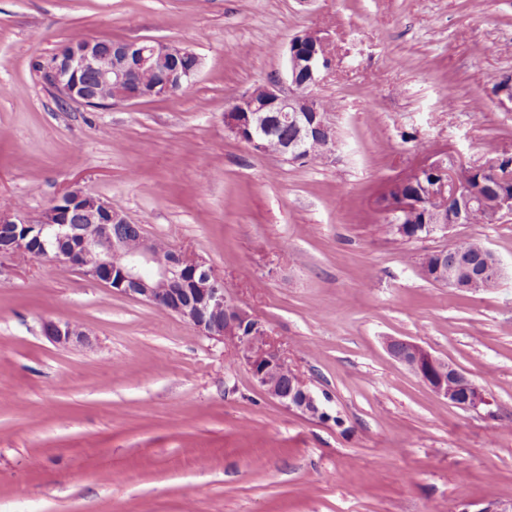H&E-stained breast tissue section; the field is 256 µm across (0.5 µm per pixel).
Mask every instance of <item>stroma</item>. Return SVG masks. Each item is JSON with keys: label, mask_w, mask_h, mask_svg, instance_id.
Returning <instances> with one entry per match:
<instances>
[{"label": "stroma", "mask_w": 512, "mask_h": 512, "mask_svg": "<svg viewBox=\"0 0 512 512\" xmlns=\"http://www.w3.org/2000/svg\"><path fill=\"white\" fill-rule=\"evenodd\" d=\"M330 35L333 156L253 152L233 101ZM200 59L177 94L63 102L40 67L73 35ZM512 0H0V211L67 189L203 256L264 319L330 421L270 398L234 348L68 265L0 255V512H512V216L409 242L383 190L448 154L512 156ZM480 239L504 274L458 293L421 254ZM86 344L49 341L44 320ZM418 341L480 384L453 406L387 352Z\"/></svg>", "instance_id": "35a3bbf8"}]
</instances>
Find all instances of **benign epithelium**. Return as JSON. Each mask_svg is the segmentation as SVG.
I'll list each match as a JSON object with an SVG mask.
<instances>
[{
    "label": "benign epithelium",
    "instance_id": "benign-epithelium-1",
    "mask_svg": "<svg viewBox=\"0 0 512 512\" xmlns=\"http://www.w3.org/2000/svg\"><path fill=\"white\" fill-rule=\"evenodd\" d=\"M331 37L312 30L293 38L287 48L288 90L280 82L261 83L234 100L225 113L227 128L253 151L265 152L275 129L289 124L296 137L280 151L290 164L311 159L308 144L333 129L314 96V89L333 70L334 53L327 50ZM118 59L102 65L104 54ZM199 57L184 48L135 39L103 43L84 38L66 44L43 66V77L63 101L85 107H108L115 102L159 98L183 88L199 69ZM112 90L103 98L99 90ZM496 157L474 167L479 187L458 178V167L440 158L420 166L412 175L398 179L385 190L386 218L429 224L428 231L446 232L454 224L469 223L473 206L484 196L495 198L493 220L512 216V190L506 189ZM428 177L427 190L446 202V208L430 222L421 215L422 199L406 195L402 184ZM136 238L133 249L127 236ZM122 253V264L112 255ZM0 254L24 255L35 260L65 263L101 287L160 306L190 324L203 335L232 344L253 380L271 398L291 411L330 419L308 384L288 366L286 356L270 334L267 323L237 304L224 288V279L207 260L190 250L160 252L155 240L139 224L112 208V203L71 189L55 199L35 220L19 213L0 212ZM430 278L457 290L480 291L491 287L503 269L495 254L484 251V271L475 275L458 262L448 261V250L432 252ZM43 335L58 344L84 339L69 323L48 320ZM388 353L448 403L469 411L489 405L484 388L455 364L433 354L417 341L388 337Z\"/></svg>",
    "mask_w": 512,
    "mask_h": 512
}]
</instances>
